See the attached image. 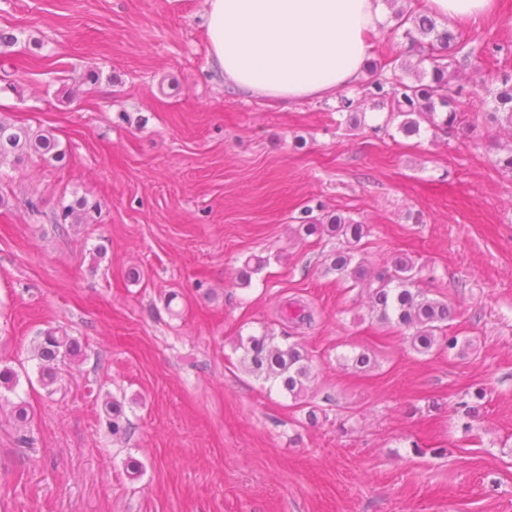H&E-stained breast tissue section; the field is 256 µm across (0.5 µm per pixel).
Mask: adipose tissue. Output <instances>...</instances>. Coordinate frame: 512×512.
Masks as SVG:
<instances>
[{"mask_svg":"<svg viewBox=\"0 0 512 512\" xmlns=\"http://www.w3.org/2000/svg\"><path fill=\"white\" fill-rule=\"evenodd\" d=\"M209 52L235 89L288 103L360 77L381 0H206Z\"/></svg>","mask_w":512,"mask_h":512,"instance_id":"adipose-tissue-1","label":"adipose tissue"}]
</instances>
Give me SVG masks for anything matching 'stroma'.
<instances>
[{
  "label": "stroma",
  "instance_id": "obj_1",
  "mask_svg": "<svg viewBox=\"0 0 512 512\" xmlns=\"http://www.w3.org/2000/svg\"><path fill=\"white\" fill-rule=\"evenodd\" d=\"M205 7L0 0V117L67 152L0 167V367L19 375L0 393V512H512V173L495 163L511 135L483 102L512 73V0L461 24L479 56L461 75L471 124L450 137L405 136L368 103L352 130L336 99L234 89ZM62 195L99 203L94 221L54 224ZM305 209L367 224L370 267L410 257L467 355L418 354L381 324L326 272L335 240L298 233ZM294 299L312 326L283 315ZM266 328L307 351L317 421L242 369L237 338ZM47 329L83 350L50 390ZM362 350L374 368L344 365ZM478 387L463 423L453 407Z\"/></svg>",
  "mask_w": 512,
  "mask_h": 512
}]
</instances>
